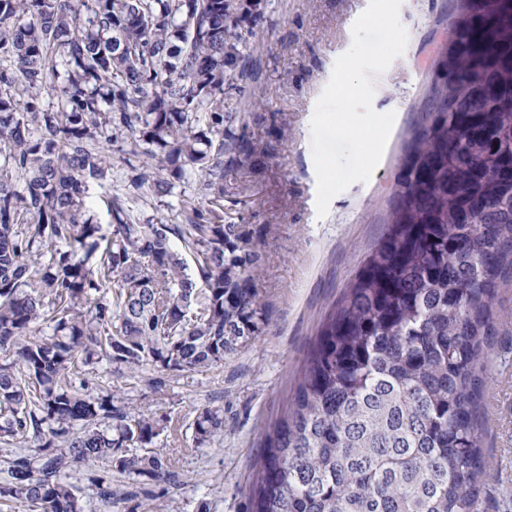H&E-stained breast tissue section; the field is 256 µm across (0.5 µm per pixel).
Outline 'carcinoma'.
I'll use <instances>...</instances> for the list:
<instances>
[{
    "instance_id": "obj_1",
    "label": "carcinoma",
    "mask_w": 512,
    "mask_h": 512,
    "mask_svg": "<svg viewBox=\"0 0 512 512\" xmlns=\"http://www.w3.org/2000/svg\"><path fill=\"white\" fill-rule=\"evenodd\" d=\"M261 0H0V505L117 512L181 473L156 394L259 335L262 228L224 176L259 164L225 111ZM388 231L265 434L252 512H486L484 399L512 282V0H453ZM195 179L199 192L169 201ZM106 198L108 229L90 207ZM179 223L141 218L143 191ZM181 249L173 247V240ZM190 255L194 265L186 262ZM194 441L224 434L203 407ZM84 469L87 492L71 482Z\"/></svg>"
}]
</instances>
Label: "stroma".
I'll return each mask as SVG.
<instances>
[{
    "instance_id": "1",
    "label": "stroma",
    "mask_w": 512,
    "mask_h": 512,
    "mask_svg": "<svg viewBox=\"0 0 512 512\" xmlns=\"http://www.w3.org/2000/svg\"><path fill=\"white\" fill-rule=\"evenodd\" d=\"M369 0H267L263 21L246 34L242 90H228L230 111L248 117L250 139L268 149L264 165L233 175L247 206L246 223L264 225L266 264L259 288L267 322L222 366L173 378L165 401L181 424L198 409L224 410V434L199 448L186 438L158 449L182 474L160 492L155 512H248L250 488L264 460V436L279 419L321 326L381 242L411 128L430 81V66L448 28L450 0H401L408 41L383 72L373 74V108L393 125L372 177L351 184L316 210L317 176L311 119L335 62L352 45V27ZM496 331L485 397L487 487L496 512L512 504V286L495 300ZM139 406L161 401L145 383Z\"/></svg>"
}]
</instances>
